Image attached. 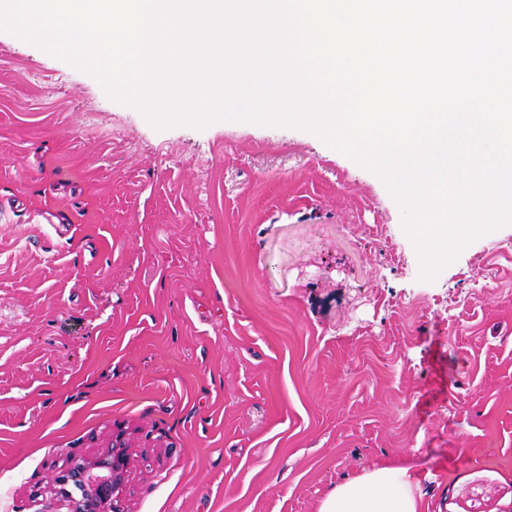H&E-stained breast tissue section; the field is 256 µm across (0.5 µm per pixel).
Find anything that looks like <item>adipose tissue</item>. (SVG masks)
I'll list each match as a JSON object with an SVG mask.
<instances>
[{
  "label": "adipose tissue",
  "instance_id": "1",
  "mask_svg": "<svg viewBox=\"0 0 512 512\" xmlns=\"http://www.w3.org/2000/svg\"><path fill=\"white\" fill-rule=\"evenodd\" d=\"M424 497L415 466L385 464L338 484L318 512H425Z\"/></svg>",
  "mask_w": 512,
  "mask_h": 512
}]
</instances>
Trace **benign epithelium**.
I'll return each instance as SVG.
<instances>
[{"label":"benign epithelium","instance_id":"obj_1","mask_svg":"<svg viewBox=\"0 0 512 512\" xmlns=\"http://www.w3.org/2000/svg\"><path fill=\"white\" fill-rule=\"evenodd\" d=\"M129 457L122 438L92 462H74L52 480L50 489L67 503L68 512H124Z\"/></svg>","mask_w":512,"mask_h":512}]
</instances>
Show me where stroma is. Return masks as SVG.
Segmentation results:
<instances>
[{
	"label": "stroma",
	"mask_w": 512,
	"mask_h": 512,
	"mask_svg": "<svg viewBox=\"0 0 512 512\" xmlns=\"http://www.w3.org/2000/svg\"><path fill=\"white\" fill-rule=\"evenodd\" d=\"M420 273L316 134L159 129L0 31V512H66L120 431L125 512H318L389 461L512 512V225Z\"/></svg>",
	"instance_id": "obj_1"
}]
</instances>
